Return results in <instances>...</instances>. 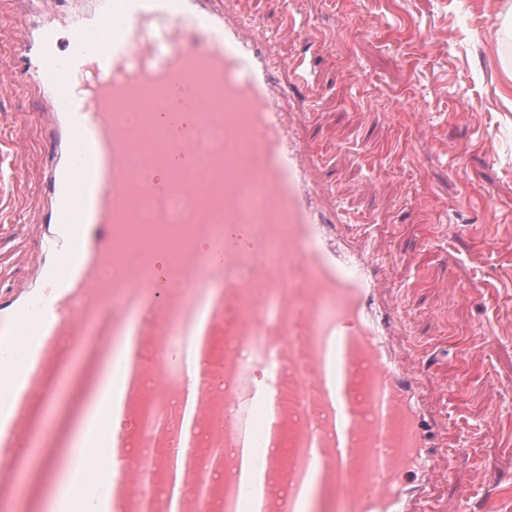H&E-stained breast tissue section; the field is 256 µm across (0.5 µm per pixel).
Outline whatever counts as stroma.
<instances>
[{"label": "stroma", "instance_id": "stroma-1", "mask_svg": "<svg viewBox=\"0 0 512 512\" xmlns=\"http://www.w3.org/2000/svg\"><path fill=\"white\" fill-rule=\"evenodd\" d=\"M506 0H300L314 39V87L296 108L353 223L384 260L427 349L422 389L451 453L434 512H512V79L494 34ZM37 93L0 80L9 131L0 188L24 179L0 230V288L27 280L37 252L46 132ZM427 130L412 133L415 120Z\"/></svg>", "mask_w": 512, "mask_h": 512}]
</instances>
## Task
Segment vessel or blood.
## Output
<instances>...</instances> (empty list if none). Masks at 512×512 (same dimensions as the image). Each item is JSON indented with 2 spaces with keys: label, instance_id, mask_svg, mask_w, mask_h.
<instances>
[{
  "label": "vessel or blood",
  "instance_id": "1",
  "mask_svg": "<svg viewBox=\"0 0 512 512\" xmlns=\"http://www.w3.org/2000/svg\"><path fill=\"white\" fill-rule=\"evenodd\" d=\"M36 26L10 19L20 63L0 67L18 88L43 92L38 119L45 127L50 165L45 191L50 206L35 226L38 259L24 285L0 289V512H21L15 460L32 447V415L59 396L47 379L58 359L80 361L88 347L118 335L125 315L141 358L138 392L163 411L154 430L120 440L122 478L99 482L102 512H139L141 459L150 456L155 478L168 470L171 442L182 415L169 382L167 338L190 328L187 293L218 284L209 299L207 333L233 347L265 339L266 350L288 363L274 391L279 449L265 456L262 512H303L308 484L317 480L326 502L340 512H426L432 468L441 458L436 421L420 390L423 364L401 343L410 327L390 293L385 265L368 243L349 240L352 219L313 171L318 152L295 133L300 113L292 100L311 83L306 55L275 53V34L259 18L238 14L236 0H101L98 10L59 44L60 0H41ZM285 25L301 41L311 38L297 0H286ZM163 22L173 53L140 73L130 61L150 51L154 22ZM216 87L221 112L203 120L224 125V151L212 156L216 173L210 207L198 223L224 225L208 255L186 247L158 269L134 260L121 227L136 221L133 198L197 196L190 172L201 161L195 127L169 111L163 121L123 124L127 112L146 107L143 84L186 96L198 75ZM139 179H131L132 168ZM166 181L153 178L157 168ZM266 195L263 210L240 205L245 184ZM251 265L249 279L239 277ZM120 302H113V294ZM279 316L266 323L263 307ZM25 327L16 342V327ZM335 355L345 390L328 396L327 357ZM216 361L204 357L194 434L205 454L193 460L212 472V490L187 492L186 512H246L248 492L238 475L215 467L221 446L256 435L245 409L255 382H242L240 366L224 371L236 382L223 394L211 387ZM231 419H223V408Z\"/></svg>",
  "mask_w": 512,
  "mask_h": 512
}]
</instances>
